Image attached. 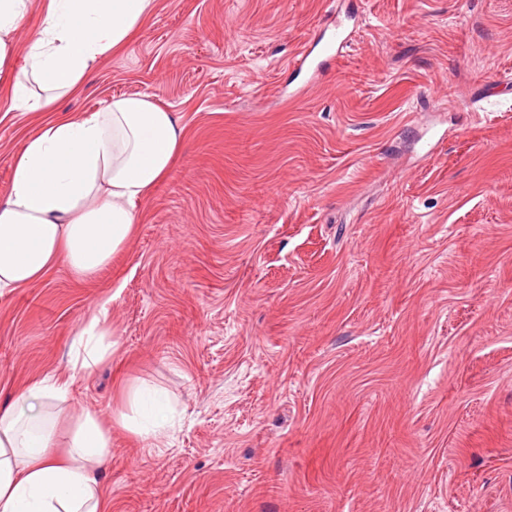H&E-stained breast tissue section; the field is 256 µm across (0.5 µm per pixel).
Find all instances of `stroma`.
Wrapping results in <instances>:
<instances>
[{
  "label": "stroma",
  "instance_id": "1",
  "mask_svg": "<svg viewBox=\"0 0 512 512\" xmlns=\"http://www.w3.org/2000/svg\"><path fill=\"white\" fill-rule=\"evenodd\" d=\"M359 13L296 99L291 63ZM148 94L185 126L109 268L0 296V402L107 303L112 512H512V0H157L59 112ZM40 112L0 87V198ZM138 417L119 412L113 421L132 434L148 440L176 426V410L168 394L159 388L144 387L134 391L131 398Z\"/></svg>",
  "mask_w": 512,
  "mask_h": 512
}]
</instances>
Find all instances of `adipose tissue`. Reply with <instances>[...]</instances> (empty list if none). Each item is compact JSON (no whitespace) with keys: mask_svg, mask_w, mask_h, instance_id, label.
<instances>
[{"mask_svg":"<svg viewBox=\"0 0 512 512\" xmlns=\"http://www.w3.org/2000/svg\"><path fill=\"white\" fill-rule=\"evenodd\" d=\"M156 0H44L26 50L15 33L31 0H0V81L13 108L47 111L76 93L92 67L121 48ZM184 137L178 115L143 94L96 112L51 119L16 155L0 198V295L35 284L58 265L79 278L107 268L132 237L136 206L171 171ZM106 305L74 332L64 371L31 380L0 405V512H112L99 471L112 427L149 439L173 430L176 410L159 388L134 391L135 416L106 421L69 411L76 378L111 361Z\"/></svg>","mask_w":512,"mask_h":512,"instance_id":"1","label":"adipose tissue"}]
</instances>
